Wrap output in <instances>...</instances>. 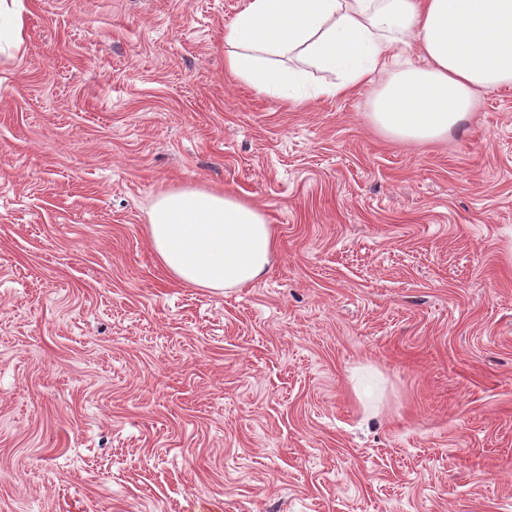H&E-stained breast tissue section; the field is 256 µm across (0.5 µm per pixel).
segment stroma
<instances>
[{
  "label": "stroma",
  "mask_w": 512,
  "mask_h": 512,
  "mask_svg": "<svg viewBox=\"0 0 512 512\" xmlns=\"http://www.w3.org/2000/svg\"><path fill=\"white\" fill-rule=\"evenodd\" d=\"M245 4L20 0L0 512H512V88L397 140L388 74L296 105L225 71ZM184 187L265 214L266 276L171 280L148 210Z\"/></svg>",
  "instance_id": "35a3bbf8"
}]
</instances>
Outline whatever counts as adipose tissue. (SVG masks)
Here are the masks:
<instances>
[{"mask_svg":"<svg viewBox=\"0 0 512 512\" xmlns=\"http://www.w3.org/2000/svg\"><path fill=\"white\" fill-rule=\"evenodd\" d=\"M409 48L419 65L385 84L372 119L394 138L447 136L474 112L478 91L512 85V0H247L224 35V67L261 95L334 100ZM292 55L300 66H284ZM313 69L328 80L311 84ZM148 237L173 279L213 290L253 284L277 248L257 206L207 188L159 194Z\"/></svg>","mask_w":512,"mask_h":512,"instance_id":"obj_1","label":"adipose tissue"}]
</instances>
